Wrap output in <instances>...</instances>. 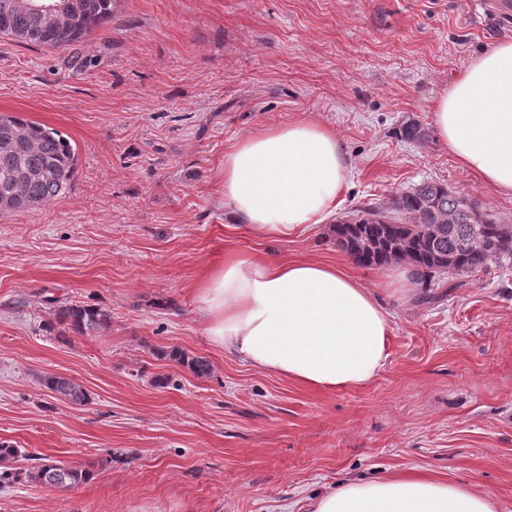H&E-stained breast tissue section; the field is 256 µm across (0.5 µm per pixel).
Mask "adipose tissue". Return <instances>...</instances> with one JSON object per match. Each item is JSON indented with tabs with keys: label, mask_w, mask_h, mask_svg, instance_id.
Returning <instances> with one entry per match:
<instances>
[{
	"label": "adipose tissue",
	"mask_w": 512,
	"mask_h": 512,
	"mask_svg": "<svg viewBox=\"0 0 512 512\" xmlns=\"http://www.w3.org/2000/svg\"><path fill=\"white\" fill-rule=\"evenodd\" d=\"M432 112L455 162L512 195V41L473 57ZM347 170L338 136L320 123L261 127L225 153L220 196L251 232L283 240L335 214ZM197 298L213 347L308 387L365 386L390 357L388 311L371 288L330 263L229 250L199 281ZM312 512H497V504L463 484L391 476L326 488Z\"/></svg>",
	"instance_id": "adipose-tissue-1"
}]
</instances>
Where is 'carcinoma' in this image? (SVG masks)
Instances as JSON below:
<instances>
[{
	"instance_id": "1",
	"label": "carcinoma",
	"mask_w": 512,
	"mask_h": 512,
	"mask_svg": "<svg viewBox=\"0 0 512 512\" xmlns=\"http://www.w3.org/2000/svg\"><path fill=\"white\" fill-rule=\"evenodd\" d=\"M17 0H0V34L36 45L65 48L88 31L107 23L116 0H39L60 7L59 20L50 25L43 12L16 7ZM77 165L76 148L58 131L43 124L0 114V214L27 210L58 197L69 186ZM454 223H448V213ZM336 245L356 264L374 267L402 260L416 279L428 282L440 275L465 276L484 269L487 262L512 258V225L479 211L475 202L448 186L423 181L397 193L380 207H366L334 227ZM110 314L83 302L58 307L48 329L84 334L104 331ZM171 357L197 377L212 373V364L175 348ZM44 385L75 405L89 401L77 382L59 375L43 378ZM21 450L0 445V465L6 467ZM90 477L87 469L60 460L43 459L25 473L27 481L44 488L73 489Z\"/></svg>"
}]
</instances>
